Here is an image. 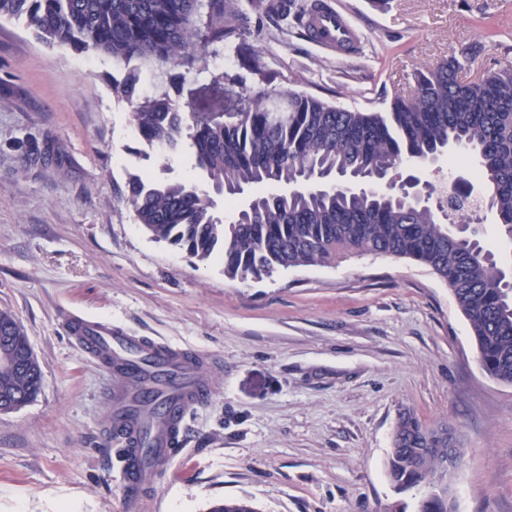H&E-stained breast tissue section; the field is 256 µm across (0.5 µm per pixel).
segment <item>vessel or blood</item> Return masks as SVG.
Instances as JSON below:
<instances>
[{
	"label": "vessel or blood",
	"mask_w": 512,
	"mask_h": 512,
	"mask_svg": "<svg viewBox=\"0 0 512 512\" xmlns=\"http://www.w3.org/2000/svg\"><path fill=\"white\" fill-rule=\"evenodd\" d=\"M308 29L315 45L336 55L346 54L362 40L360 29L332 5L315 14ZM66 326L83 347L120 373L113 415L123 429L124 493L129 512H152L153 500L144 486L155 474L168 470L182 441L187 410L203 401L210 390L200 373L202 359L196 352L125 332L103 320L73 315ZM147 395L158 396L170 406L171 414L155 426L151 447L141 448L136 443L137 423L131 408Z\"/></svg>",
	"instance_id": "b4317fda"
}]
</instances>
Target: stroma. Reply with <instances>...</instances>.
I'll list each match as a JSON object with an SVG mask.
<instances>
[{"label": "stroma", "mask_w": 512, "mask_h": 512, "mask_svg": "<svg viewBox=\"0 0 512 512\" xmlns=\"http://www.w3.org/2000/svg\"><path fill=\"white\" fill-rule=\"evenodd\" d=\"M234 2L238 37L191 71L50 47L0 19V310L23 324L44 371L36 400L0 413V512H127L110 433L117 378L68 335V313L210 358L211 393L148 488L159 512L224 499L256 512H414L386 472L407 409L447 422L466 450L448 477L457 512H512V386L481 368L445 283L373 254L232 280L222 258L154 239L127 182L179 178L193 160L142 155L133 106L112 91L135 71L140 96L164 88L201 112L260 89L381 112L416 68L453 53L466 79L512 69V0H331L364 35L340 57L267 14L270 0Z\"/></svg>", "instance_id": "35a3bbf8"}]
</instances>
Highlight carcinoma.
I'll return each instance as SVG.
<instances>
[{
	"instance_id": "obj_1",
	"label": "carcinoma",
	"mask_w": 512,
	"mask_h": 512,
	"mask_svg": "<svg viewBox=\"0 0 512 512\" xmlns=\"http://www.w3.org/2000/svg\"><path fill=\"white\" fill-rule=\"evenodd\" d=\"M208 13H203V9ZM314 4L278 0L271 10L293 16L300 28ZM23 20L48 46L95 51L128 63L188 67L206 60L210 47L237 34L231 0H0V18ZM451 56L413 73L409 92L383 112L337 107L294 91H245L222 112H197L165 90L138 98V76L112 86L135 103L138 137L149 148H187L196 176L157 181L134 175L126 201L154 239L204 262L224 255V275L259 280L277 269L332 265L354 255L382 254L429 268L451 292L468 320L481 365L512 385V282L481 242L455 226L465 224L473 201L455 194L452 218L442 222L427 204L400 197L387 176L404 165H429L454 148L479 159L478 179L491 195L500 234L512 240V72L489 71L479 82L459 76ZM361 180L351 190L343 181ZM251 192L226 224L218 199ZM0 347L24 356L23 326L0 311ZM43 388L41 364L0 370V401L22 407ZM152 399L138 417L145 432L161 418ZM445 423L400 415L386 470L398 493L423 486L417 512H456L448 489L435 491L444 462L433 448ZM209 512H255L226 499Z\"/></svg>"
}]
</instances>
